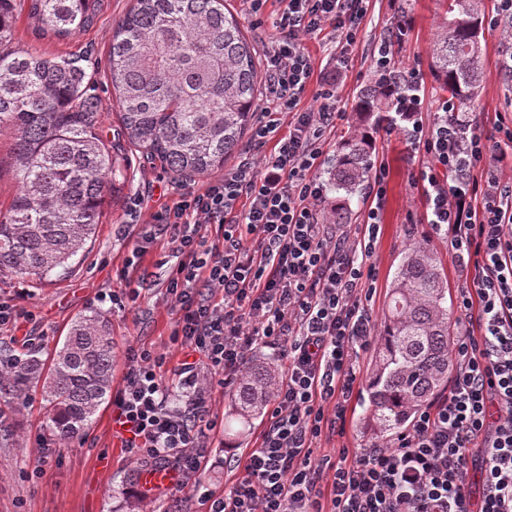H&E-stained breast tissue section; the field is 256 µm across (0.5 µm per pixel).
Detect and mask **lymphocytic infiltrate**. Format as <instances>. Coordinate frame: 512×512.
<instances>
[{"label":"lymphocytic infiltrate","mask_w":512,"mask_h":512,"mask_svg":"<svg viewBox=\"0 0 512 512\" xmlns=\"http://www.w3.org/2000/svg\"><path fill=\"white\" fill-rule=\"evenodd\" d=\"M265 56L264 97L275 119L252 132L256 155L224 178L191 188L152 214L175 262L166 292L175 311V365L150 350L128 353L126 384L112 401L116 436L130 455L170 470L179 488L200 487L207 378L238 380L251 352L277 349L279 386L256 448L225 460L239 477L207 512H512V124L494 134H461L453 98L435 101L423 126L417 71L400 83L397 110L424 161L411 183L426 200L427 223L444 232L469 275L456 296L476 332L452 344L447 393L398 433L392 449L355 460L316 457L343 429L360 377V350L373 334L369 303L385 166L376 167L359 233L325 220L328 188L318 175L345 109L335 77L308 85V39L332 31L353 46L369 0H281ZM312 106H303L304 97ZM214 234H207V227ZM192 391L170 406L167 375ZM481 474L472 496L470 471Z\"/></svg>","instance_id":"f902f5d3"}]
</instances>
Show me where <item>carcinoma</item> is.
<instances>
[{
  "label": "carcinoma",
  "mask_w": 512,
  "mask_h": 512,
  "mask_svg": "<svg viewBox=\"0 0 512 512\" xmlns=\"http://www.w3.org/2000/svg\"><path fill=\"white\" fill-rule=\"evenodd\" d=\"M102 0H0V136L13 139L18 192L0 214V273L48 279L94 235L106 178L116 159L96 132L98 101L78 58L49 59L9 49L19 4L43 34L65 40L90 25ZM483 0H448L430 49L439 88L457 111L482 93ZM122 133L161 167L185 179L224 169L253 120L260 71L237 17L224 0H134L117 22L109 55ZM394 98L379 84L355 102V123L328 175L336 193L329 224H345L349 198L369 179L373 134L392 122ZM452 318L448 287L433 253L404 251L378 331L365 423L379 436L406 428L448 387ZM115 360L109 319L77 316L50 363L35 353L0 363V398H26L42 383L48 425L70 441L92 423L111 391ZM278 365L252 359L236 382L228 417L246 429L261 418L279 383Z\"/></svg>",
  "instance_id": "carcinoma-1"
}]
</instances>
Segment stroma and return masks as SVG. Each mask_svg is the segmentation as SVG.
Here are the masks:
<instances>
[{"label": "stroma", "instance_id": "stroma-1", "mask_svg": "<svg viewBox=\"0 0 512 512\" xmlns=\"http://www.w3.org/2000/svg\"><path fill=\"white\" fill-rule=\"evenodd\" d=\"M404 3L409 6V27L395 60L401 71L414 69L419 73L426 104L418 119L427 126L434 119L431 104L441 94L430 72L428 52L445 13L444 0H370L357 42L342 65L329 61L334 52L331 37L308 40L306 46L323 71H338V96L342 104L354 106L360 91L374 80L373 48L388 36L398 8ZM132 4L133 0H105L89 28L64 40L44 37L27 14L16 19L14 46L34 49L49 57H81L90 76L91 90L100 101L99 132L126 162L116 175V190L107 196L92 241L66 274L42 282L0 274V299L13 301L15 318L24 332L34 336V346L42 358H49L61 346L76 316L91 311L109 315L116 351L112 388L116 391L124 385L129 348H145L170 356L177 351L171 340L175 316L166 294L168 269L160 264L162 242L147 240L144 225L129 223L128 206L135 197H142V215L147 218L160 205L173 204L185 189L184 182L136 152L120 134L109 49L116 22ZM231 6L251 45L257 53H264L279 8L277 0H268L259 26L254 24L245 0H231ZM499 51V31L490 22L485 26L481 60L483 92L472 114L475 125L484 133L493 130L499 119H512V85L504 84L500 77ZM373 160L384 163L388 169L387 201L372 257L376 290L370 305L372 317L378 321L383 316L394 274L410 245L424 244L434 254L448 282L449 297H456L465 276L452 261L444 233L424 222V198L410 182V173L419 160L408 136L396 131L378 135ZM137 246L145 250L140 272L151 288L135 308L123 309L112 305L109 296L119 289L117 273ZM227 394L226 388L216 384L207 388L208 418L214 428L206 433V466L200 490L164 488L142 502L141 512H167L176 500L182 503L183 512H206L202 492L221 495L225 485L234 481L235 475L225 467L224 459L229 453L241 456L255 448L262 425L254 423L236 449L226 447ZM0 428L6 431L0 438V512H127L129 489L149 469L148 463L135 460L120 448L113 436L112 405L108 402L102 404L85 435L64 444L51 437L44 402L37 391L12 403L1 401ZM39 436L47 438L52 449L48 458H41L35 446ZM374 443L373 436L364 428L363 407L355 396L348 406L343 434L322 441L321 452L335 460L343 454L352 459Z\"/></svg>", "mask_w": 512, "mask_h": 512}]
</instances>
